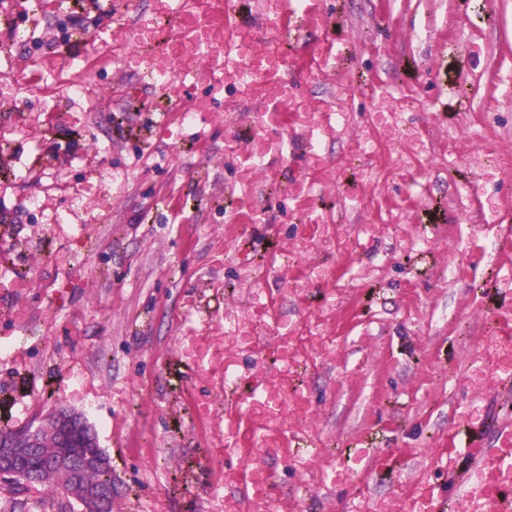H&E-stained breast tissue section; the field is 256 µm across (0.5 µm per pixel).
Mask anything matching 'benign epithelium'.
I'll return each instance as SVG.
<instances>
[{
	"mask_svg": "<svg viewBox=\"0 0 512 512\" xmlns=\"http://www.w3.org/2000/svg\"><path fill=\"white\" fill-rule=\"evenodd\" d=\"M46 433L60 443L53 467L66 468L74 477V484L66 495L82 504L84 512H104V505L112 498V487L83 485L80 476L91 464L107 465V457L100 451L81 458L71 452L73 448L98 449L100 445L87 419L66 408L53 411L45 425L16 431L10 437H0V481L24 479L28 487H34V480L28 478L23 469L24 461L40 447Z\"/></svg>",
	"mask_w": 512,
	"mask_h": 512,
	"instance_id": "7a95c632",
	"label": "benign epithelium"
}]
</instances>
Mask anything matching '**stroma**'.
Segmentation results:
<instances>
[{
    "label": "stroma",
    "instance_id": "obj_1",
    "mask_svg": "<svg viewBox=\"0 0 512 512\" xmlns=\"http://www.w3.org/2000/svg\"><path fill=\"white\" fill-rule=\"evenodd\" d=\"M119 64L89 73L64 116L14 80L41 44L113 28L91 0H17L0 26V425L85 414L112 464V512H225L253 493L211 438L231 409L204 371L224 323L240 374L294 376L289 433L314 455L257 457L267 512H435L456 499L448 434L496 415L502 357L492 304L512 211V0H323L284 47L274 21L241 25V58L289 52L296 87L273 104L335 132L268 149L234 80L173 79L191 120L143 111L149 28L166 0H129ZM335 58L317 59L326 48ZM465 105L449 111L447 95ZM255 131L244 140L238 133ZM372 456L347 466L357 443ZM0 512H82L72 498L0 486Z\"/></svg>",
    "mask_w": 512,
    "mask_h": 512
}]
</instances>
